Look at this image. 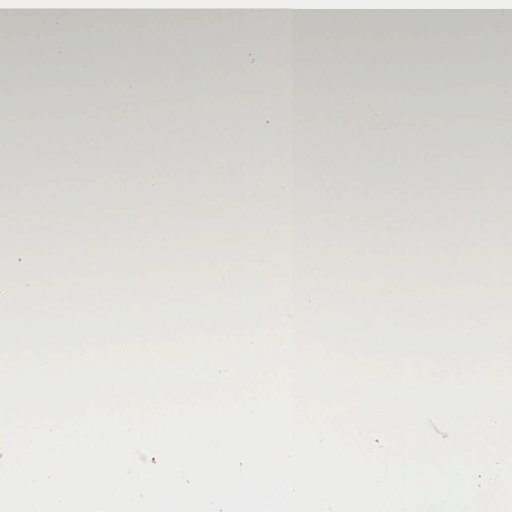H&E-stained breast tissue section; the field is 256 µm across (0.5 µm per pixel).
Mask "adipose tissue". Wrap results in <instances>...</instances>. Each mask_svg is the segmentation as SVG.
Instances as JSON below:
<instances>
[{
	"instance_id": "1",
	"label": "adipose tissue",
	"mask_w": 512,
	"mask_h": 512,
	"mask_svg": "<svg viewBox=\"0 0 512 512\" xmlns=\"http://www.w3.org/2000/svg\"><path fill=\"white\" fill-rule=\"evenodd\" d=\"M17 31L0 70V156L38 142L62 154L0 228V315L117 314L139 305L235 315L308 312L323 321L498 322L495 285L512 278V77L473 35L512 36V0H0ZM188 55L150 56L158 31ZM472 57L466 69L435 59ZM419 41L420 56L403 46ZM344 50L312 65V42ZM223 95L229 113L210 111ZM163 141L147 163L131 144ZM265 157L240 190L228 157ZM383 157L400 187L365 191ZM449 168H440V159ZM456 234L432 233L426 201L447 186ZM206 188L271 224L213 223ZM24 231L28 247H12ZM124 260L137 274L79 279L78 265ZM165 264V276L151 268Z\"/></svg>"
}]
</instances>
